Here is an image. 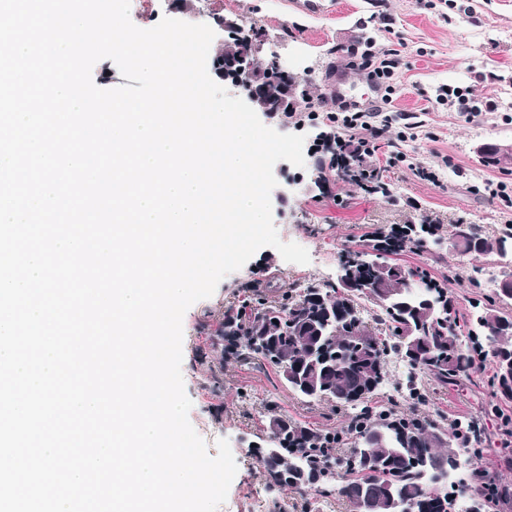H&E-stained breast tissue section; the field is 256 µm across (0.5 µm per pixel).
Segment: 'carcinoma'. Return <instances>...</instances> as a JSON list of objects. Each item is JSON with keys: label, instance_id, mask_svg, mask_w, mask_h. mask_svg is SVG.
Wrapping results in <instances>:
<instances>
[{"label": "carcinoma", "instance_id": "obj_1", "mask_svg": "<svg viewBox=\"0 0 512 512\" xmlns=\"http://www.w3.org/2000/svg\"><path fill=\"white\" fill-rule=\"evenodd\" d=\"M267 95H285L288 83L276 63L262 68ZM341 170L353 181L360 177L359 161L342 154ZM396 237L381 233L371 249L396 254L412 243L425 247L427 226L419 235L413 227ZM454 248L464 254L512 256V225L497 237H486L472 224H457L450 234ZM409 270L426 282L417 268L388 264L372 272L356 268L354 286L339 292L333 286L312 287L293 301L260 304L248 315H237L222 327L218 340L229 356H251L275 368L297 395L310 401L353 409L346 428L335 434L313 429L270 409L269 440L275 445L269 462L256 449L257 460L274 483L298 493L313 491L327 498L339 494L352 505L365 499L369 512H456L453 492L436 484L437 475L456 463L454 449L463 438L481 442L472 420L445 427L412 410L407 414L374 413L366 403L386 380V362L394 355L409 368L405 397L418 402L421 373L439 384H451L472 370L475 351L463 345L451 319L447 292L427 282L442 297L445 312L434 313L407 298ZM377 307L370 326L360 301ZM476 328L491 342L490 384L512 401V315L495 305L476 317ZM350 442L348 453L336 456V443Z\"/></svg>", "mask_w": 512, "mask_h": 512}]
</instances>
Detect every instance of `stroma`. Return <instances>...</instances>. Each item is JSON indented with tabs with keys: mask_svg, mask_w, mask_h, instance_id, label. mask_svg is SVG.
Segmentation results:
<instances>
[{
	"mask_svg": "<svg viewBox=\"0 0 512 512\" xmlns=\"http://www.w3.org/2000/svg\"><path fill=\"white\" fill-rule=\"evenodd\" d=\"M332 16L310 15L287 0H131L130 18L139 28L171 17L207 22L215 13L242 25L259 23L266 42L262 62L277 61L301 74L309 99L320 101L315 121L306 123L305 165L278 162V186H290V203L273 211L282 241L307 249L308 264L286 262L271 247L259 249L238 271L226 276L214 294L194 303L183 317L182 375L192 407L189 421L216 455L218 440H228L237 464L226 501L218 512H270L284 503L288 512H351L339 497L300 498L272 483L255 455L268 444L266 409L306 426L340 430L349 408L306 401L289 390L267 363L255 358L223 361L214 333L227 311L242 305L298 295L311 286L338 285L342 250L362 249L379 230L407 224L436 225L443 246L408 249L397 263L419 268L428 281L446 288L461 338L477 310L494 299L486 281L496 258H473L448 243L452 225L475 224L492 237L512 225V207L491 197L486 182L500 183L512 195V174L486 167L479 144L512 139V109L497 107L468 117L438 99L440 88H461L476 102L498 99L500 88L512 87V0H335ZM373 46L376 52H400L402 69L393 80L391 103L372 88L363 73L350 66L349 48ZM355 99L375 113L383 130L379 148L365 157V168L377 170L389 192H376L370 182L344 181L332 166L330 152L318 150V135L339 102ZM403 159L391 163L392 153ZM434 172L421 179L419 169ZM491 361L456 385L442 386L422 376L426 395L419 411L452 423L478 419L483 430L482 468L499 481L512 483V451L502 446V414L512 415V401L502 399L489 383Z\"/></svg>",
	"mask_w": 512,
	"mask_h": 512,
	"instance_id": "35a3bbf8",
	"label": "stroma"
}]
</instances>
